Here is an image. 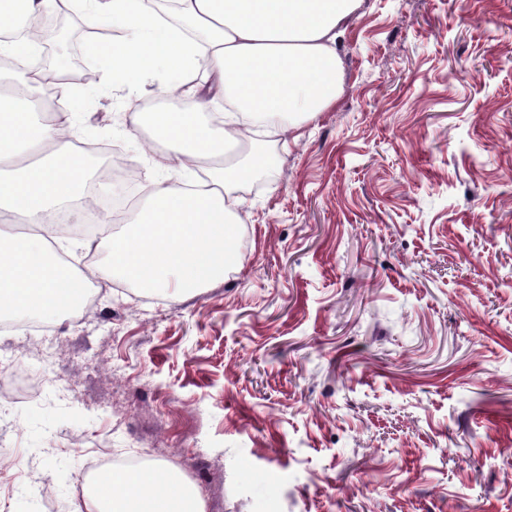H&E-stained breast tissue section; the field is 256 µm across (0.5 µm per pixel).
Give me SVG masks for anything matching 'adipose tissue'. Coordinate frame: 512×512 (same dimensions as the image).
Listing matches in <instances>:
<instances>
[{
    "label": "adipose tissue",
    "instance_id": "obj_1",
    "mask_svg": "<svg viewBox=\"0 0 512 512\" xmlns=\"http://www.w3.org/2000/svg\"><path fill=\"white\" fill-rule=\"evenodd\" d=\"M64 3L91 28L113 32L93 47L109 83L133 82L162 68L175 75L185 97L148 123L163 151L157 169L178 168L188 178L150 185L146 207L129 212L125 227L103 236L105 263L93 275H120L151 291L188 292L237 267L238 203L231 190L258 176L260 151L226 163L237 142L239 114L274 120L289 131L316 120L337 99L338 40L362 0H177L178 15L201 29L187 36L144 0H0V312L62 321L80 305L85 277L61 260L46 229L57 215L79 223L74 210L88 181L74 145L73 109L34 110L42 88L22 63L39 56L27 29ZM83 512H205L197 491L170 464L100 475Z\"/></svg>",
    "mask_w": 512,
    "mask_h": 512
}]
</instances>
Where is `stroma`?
Wrapping results in <instances>:
<instances>
[{"mask_svg":"<svg viewBox=\"0 0 512 512\" xmlns=\"http://www.w3.org/2000/svg\"><path fill=\"white\" fill-rule=\"evenodd\" d=\"M338 52L335 105L239 188L240 269L0 331L36 394L0 416V470L31 474L0 512H74L107 450L205 512H512V0H363ZM174 81L72 83L76 145L177 182L133 122Z\"/></svg>","mask_w":512,"mask_h":512,"instance_id":"1","label":"stroma"}]
</instances>
